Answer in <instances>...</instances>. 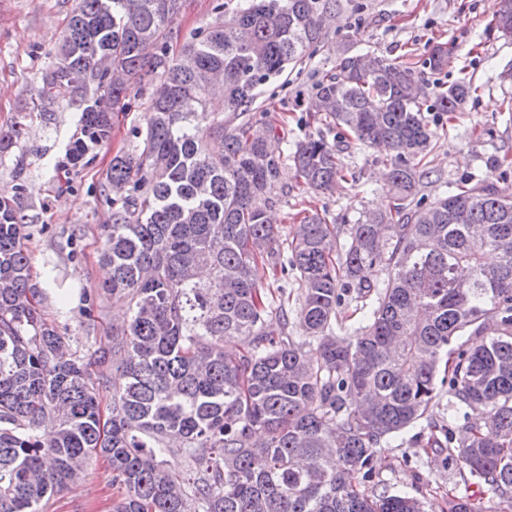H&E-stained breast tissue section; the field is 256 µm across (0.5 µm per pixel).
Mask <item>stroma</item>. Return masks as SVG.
Here are the masks:
<instances>
[{
	"mask_svg": "<svg viewBox=\"0 0 512 512\" xmlns=\"http://www.w3.org/2000/svg\"><path fill=\"white\" fill-rule=\"evenodd\" d=\"M239 0H183L173 21V52L215 18L214 7L232 10ZM318 50L301 65L265 85L251 113L272 128L271 148L279 154L308 133L314 83L336 61L337 50L371 52L410 66L429 87L466 79L477 92L453 114L429 113L436 137L421 162L427 173L419 194L433 199L460 180L490 177L512 189V37L492 29L493 0H340ZM73 0H0V200L17 209L24 224L32 275L42 289L41 308L65 328L70 350L83 355L107 344L126 310L98 289L105 279L103 229L112 221L109 173L115 155L137 151L146 109L158 81L132 88L110 141L90 150L78 164L68 149L80 133L81 95H43L46 74L58 60ZM446 44L448 64L439 74L424 65L428 47ZM21 136H14L15 126ZM343 176L334 192L316 194L297 181L292 165L282 167L287 194L275 212L281 233H289L301 210H314L340 226L357 223L366 211L387 203V152L352 147L339 155ZM428 429L406 430L401 444L380 449L375 483L389 492L417 496L424 512H445L449 496L470 497L482 512L499 504L467 470L447 463L426 445ZM117 489L105 459L91 461L84 477L42 504V512H112Z\"/></svg>",
	"mask_w": 512,
	"mask_h": 512,
	"instance_id": "obj_1",
	"label": "stroma"
}]
</instances>
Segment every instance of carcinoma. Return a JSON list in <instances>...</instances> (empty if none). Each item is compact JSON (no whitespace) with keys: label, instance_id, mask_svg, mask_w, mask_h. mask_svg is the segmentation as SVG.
Here are the masks:
<instances>
[{"label":"carcinoma","instance_id":"1","mask_svg":"<svg viewBox=\"0 0 512 512\" xmlns=\"http://www.w3.org/2000/svg\"><path fill=\"white\" fill-rule=\"evenodd\" d=\"M336 2L244 0L174 55L182 0H74L45 82L94 84L70 160L111 139L146 75L163 91L141 148L112 158L100 290L130 317L109 345L69 352L40 308L21 218L0 202V512H41L97 456L118 488L112 512H422L379 489L373 464L445 393L449 416L428 423V445L512 510V191L466 179L415 199L434 137L424 113L456 112L477 88L432 94L403 63L342 50L314 87L318 122L389 152V204L343 230L306 212L289 241L270 224L284 162L331 192L336 143L319 131L276 157L270 128L241 117L321 42ZM492 22L512 36V0H494ZM447 60L439 43L425 65ZM261 262L299 281L301 336L286 332V290L264 292ZM352 293L361 322L339 335ZM234 336L252 348L224 350ZM110 362L112 377L93 374ZM170 438L184 475L162 466Z\"/></svg>","mask_w":512,"mask_h":512}]
</instances>
